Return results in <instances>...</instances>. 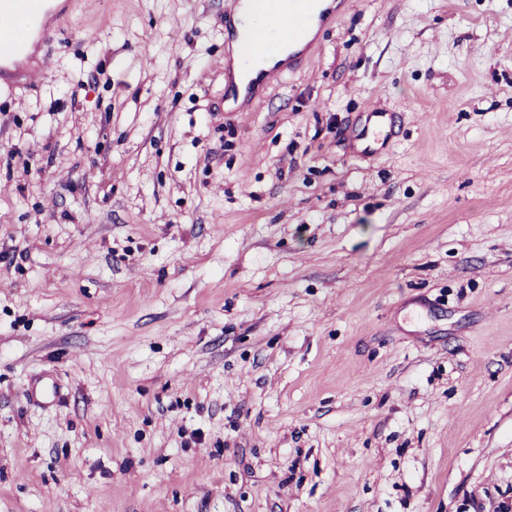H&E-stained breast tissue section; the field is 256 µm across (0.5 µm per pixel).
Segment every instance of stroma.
Segmentation results:
<instances>
[{"mask_svg":"<svg viewBox=\"0 0 512 512\" xmlns=\"http://www.w3.org/2000/svg\"><path fill=\"white\" fill-rule=\"evenodd\" d=\"M238 2L0 89V512H504L512 0H345L245 122Z\"/></svg>","mask_w":512,"mask_h":512,"instance_id":"1","label":"stroma"}]
</instances>
